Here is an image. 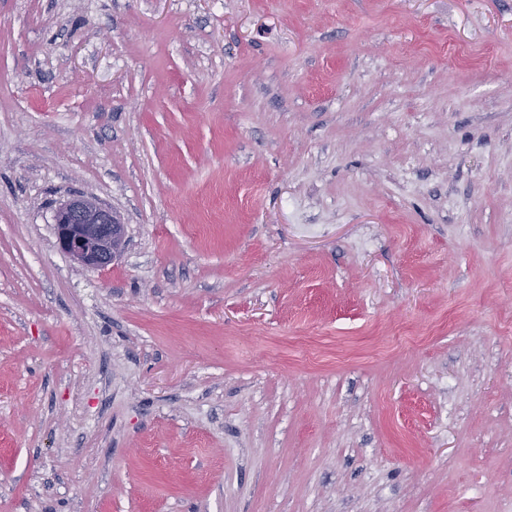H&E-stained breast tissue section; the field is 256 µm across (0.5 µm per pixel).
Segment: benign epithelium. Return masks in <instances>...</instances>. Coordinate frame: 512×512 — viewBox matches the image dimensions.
Masks as SVG:
<instances>
[{"instance_id": "1", "label": "benign epithelium", "mask_w": 512, "mask_h": 512, "mask_svg": "<svg viewBox=\"0 0 512 512\" xmlns=\"http://www.w3.org/2000/svg\"><path fill=\"white\" fill-rule=\"evenodd\" d=\"M54 230L59 248L91 269H104L112 263L125 234L116 213L80 195L60 204Z\"/></svg>"}]
</instances>
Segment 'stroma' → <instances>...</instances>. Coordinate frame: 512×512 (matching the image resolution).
Here are the masks:
<instances>
[{
    "instance_id": "1",
    "label": "stroma",
    "mask_w": 512,
    "mask_h": 512,
    "mask_svg": "<svg viewBox=\"0 0 512 512\" xmlns=\"http://www.w3.org/2000/svg\"><path fill=\"white\" fill-rule=\"evenodd\" d=\"M0 512H512V0H0ZM54 230L59 248L91 269H104L112 263L125 234L116 213L80 195L60 204L54 215Z\"/></svg>"
}]
</instances>
